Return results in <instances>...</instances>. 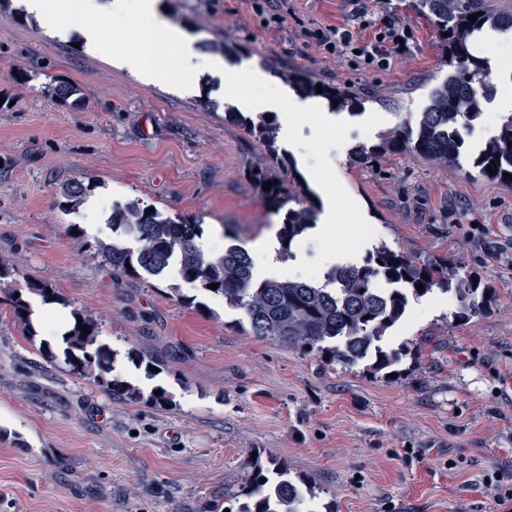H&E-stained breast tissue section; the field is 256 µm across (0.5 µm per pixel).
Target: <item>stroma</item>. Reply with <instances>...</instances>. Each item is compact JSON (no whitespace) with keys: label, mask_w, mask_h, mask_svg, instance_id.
<instances>
[{"label":"stroma","mask_w":512,"mask_h":512,"mask_svg":"<svg viewBox=\"0 0 512 512\" xmlns=\"http://www.w3.org/2000/svg\"><path fill=\"white\" fill-rule=\"evenodd\" d=\"M24 3L0 0V261L12 269L0 280V512H226L239 507L232 494L254 456L307 483L315 512H502L486 480H512V186L480 176L468 155L440 166L388 154L369 169L352 158L355 146L415 123L444 78L432 18L408 0H366L374 21L411 31L381 70L327 56L305 36L337 26L371 40L351 0H288L276 31L251 0H156L202 56L223 43L225 65L249 63L272 86L300 72L364 99L338 131L298 114L273 157L224 118L225 105L257 88L227 95L223 72L208 69L190 93L175 72L141 82L85 51L94 27L51 38ZM61 81L76 86L77 102L51 100L49 86ZM495 84L485 118L466 133L470 151L496 129L488 114L512 112V72ZM258 167L281 183L299 172L316 199L321 182L344 184L336 225L356 228V242L312 228L281 257V217L250 179ZM74 178L90 189L72 210L62 193ZM134 200L198 219L204 248L238 239L261 278L360 266L383 240L414 261L445 258L480 276L493 308L459 321L457 301L433 289L411 299L383 339L405 351L394 377L362 362L330 364L253 336L241 311L176 272L113 273L96 243L112 236L111 205ZM33 282L94 319L118 368L144 389L164 387L173 406L112 398L44 358L10 306ZM132 348L159 359L156 376L127 360ZM409 448L421 461L406 460Z\"/></svg>","instance_id":"35a3bbf8"}]
</instances>
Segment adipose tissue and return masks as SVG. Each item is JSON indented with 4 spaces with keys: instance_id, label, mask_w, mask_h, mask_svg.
Listing matches in <instances>:
<instances>
[{
    "instance_id": "obj_1",
    "label": "adipose tissue",
    "mask_w": 512,
    "mask_h": 512,
    "mask_svg": "<svg viewBox=\"0 0 512 512\" xmlns=\"http://www.w3.org/2000/svg\"><path fill=\"white\" fill-rule=\"evenodd\" d=\"M26 7L62 38L70 32L73 9L99 20L98 37L88 41V49L98 53L103 51L104 44H112V51L106 53L109 63L150 82L164 79L170 68L189 75L204 66L223 71L224 90L228 93L243 79L257 86L266 83L261 72L247 65L228 66L222 59L202 57L193 38L178 29L164 27L155 0H110L106 5L100 0H26ZM106 14L127 19V26L115 29L102 24L101 18ZM264 105L280 111L282 125L287 130L293 127L294 113L302 111L318 113L321 126L328 129H342L348 121L346 115L331 112L320 100L294 99L284 90L273 91Z\"/></svg>"
}]
</instances>
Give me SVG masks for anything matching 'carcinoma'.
Returning <instances> with one entry per match:
<instances>
[{"label": "carcinoma", "instance_id": "cac0c4a2", "mask_svg": "<svg viewBox=\"0 0 512 512\" xmlns=\"http://www.w3.org/2000/svg\"><path fill=\"white\" fill-rule=\"evenodd\" d=\"M409 7L434 19L441 32V62L448 68V76L432 90L416 126L401 125L379 142L354 149L353 159L362 167L385 154L456 162L465 146L463 132L481 118L483 102L494 93L486 81L491 59L478 53L475 44L491 34L512 33V11L492 10L485 0H409ZM478 12L481 16L476 21L468 20ZM288 83L302 97L325 99L334 111L362 106L352 92L341 88L324 85L319 94L315 82L299 75L288 76ZM225 119L238 123L258 143L274 151L275 129L265 118L227 112ZM474 166L481 175L512 185V113L502 117L496 133L479 150ZM86 192L88 186L75 178L66 184L63 194L66 203L74 207L83 203ZM265 195L279 207L284 200H293L292 190L282 183L272 185ZM315 220L316 208L311 201L305 205L298 200L296 206L288 208L278 229L283 255H289L292 243ZM110 226L137 243L131 248L114 240L97 242L112 271L134 277L161 276L173 267L183 281L199 284L213 298L242 311L253 335L305 353L326 355L333 363L354 365L367 360L368 372L375 375L401 360V351L386 350L379 342L405 315L409 296L421 297L435 287L452 291L459 302L455 317L460 319L492 307L493 298L486 297L492 289L479 278L459 276L446 260L419 265L386 243L376 245L364 265L336 266L328 272L325 284L315 286L257 279L251 257L237 244L225 246L220 254L206 255L200 243L204 227L199 221L165 217L148 205H113ZM380 278L391 287H377ZM210 284L217 288H208ZM418 284L423 285L420 291ZM10 302L25 335L31 340L40 335L29 302L21 296L11 297ZM59 349L72 374L93 379L115 398L133 402L146 399L164 406L172 403L167 391L146 393L116 373L117 352L99 340L97 323L77 309L69 313ZM248 468L247 496L255 502L242 504L239 512H287L286 504L302 493L286 471L280 470L271 478L257 460L248 462Z\"/></svg>", "mask_w": 512, "mask_h": 512}]
</instances>
